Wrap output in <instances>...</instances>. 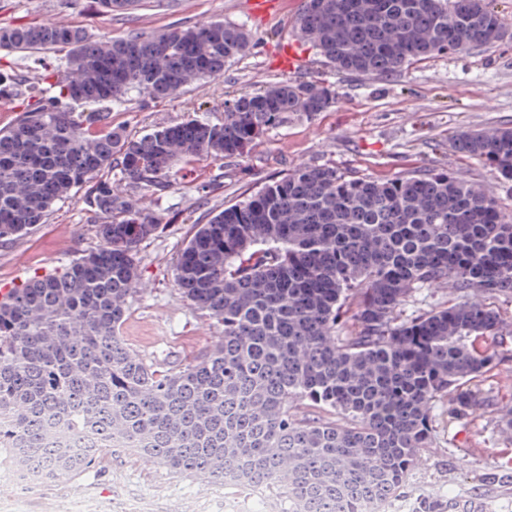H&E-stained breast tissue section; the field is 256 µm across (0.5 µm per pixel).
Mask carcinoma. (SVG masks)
I'll use <instances>...</instances> for the list:
<instances>
[{"instance_id":"carcinoma-1","label":"carcinoma","mask_w":512,"mask_h":512,"mask_svg":"<svg viewBox=\"0 0 512 512\" xmlns=\"http://www.w3.org/2000/svg\"><path fill=\"white\" fill-rule=\"evenodd\" d=\"M491 2L304 0L295 25L336 73L382 76L503 40ZM248 46L246 29L224 22L105 41L50 23L0 28V51H65L61 66L33 59L47 88L0 69V97L25 101L0 130V242L46 223L73 192L107 217L97 249L0 297V450L46 482L127 448L174 472L276 488L282 512H382L432 443L434 403L460 418L496 406L469 384L495 360L474 341L501 326L483 297L512 292V222L444 172L290 169L195 223L176 281L224 341L158 370L119 328L138 292L136 249L161 224L117 184L164 188L179 163L243 157L292 117L329 109L336 85L285 79L225 98L221 123L140 135L112 126V105L177 97ZM185 52L206 67L185 66ZM109 75L121 82L107 99ZM450 147L512 178V128L464 131ZM450 279L477 298L399 318L417 290ZM300 405L347 422L302 419Z\"/></svg>"}]
</instances>
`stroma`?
Listing matches in <instances>:
<instances>
[{"label":"stroma","mask_w":512,"mask_h":512,"mask_svg":"<svg viewBox=\"0 0 512 512\" xmlns=\"http://www.w3.org/2000/svg\"><path fill=\"white\" fill-rule=\"evenodd\" d=\"M300 6L301 0H288L275 27L252 17L237 0H133L119 14L103 12L93 0H0V26L63 15L69 26L101 40L210 21L244 25L249 49L223 76L195 84L174 99H136L114 108L113 125L133 134L195 114L220 122L226 95L257 91L289 76L336 85L338 99L328 111L290 119L244 157L177 165L169 187L161 192L121 184L123 193L144 203L163 225L138 247L139 291L121 327L132 350L155 361L159 369H180L224 338L223 325L197 310L176 283V259L194 221L293 167L331 165L381 180L417 170H444L476 183L512 215V180L449 146L458 132L512 127V39L438 55L387 77L339 75L323 57L300 44L295 27ZM285 39L299 43L308 69L291 75L280 70L276 53ZM101 221L79 196L58 203L47 223L0 244V286L62 269L98 248ZM492 305L505 319L491 346L499 362L473 386L497 399L498 409L459 421L451 418L447 404H433L434 442L419 453L400 498L388 504L387 512H414L425 498L476 503L483 512H512V427L501 416L512 408V296L498 297ZM172 505L180 512H256L247 492L170 472L155 459L124 448L113 449L90 471L37 485L24 498H12L9 487H0V512H167Z\"/></svg>","instance_id":"obj_1"}]
</instances>
